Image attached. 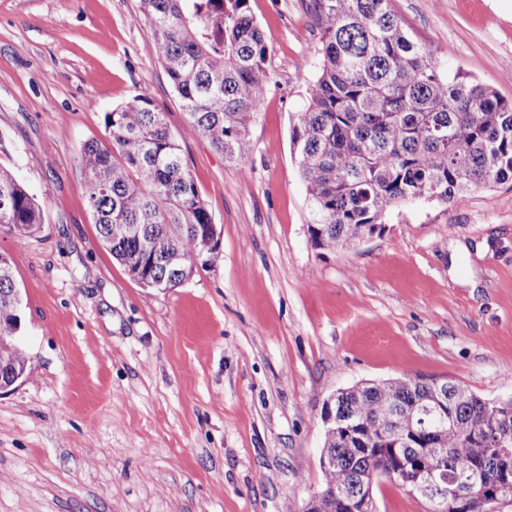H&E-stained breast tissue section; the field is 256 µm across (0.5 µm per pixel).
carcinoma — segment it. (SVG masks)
Segmentation results:
<instances>
[{"instance_id": "carcinoma-1", "label": "carcinoma", "mask_w": 512, "mask_h": 512, "mask_svg": "<svg viewBox=\"0 0 512 512\" xmlns=\"http://www.w3.org/2000/svg\"><path fill=\"white\" fill-rule=\"evenodd\" d=\"M152 50L181 99L184 133L231 162L251 153L248 125L270 79L268 47L249 0H140ZM322 64L291 134L310 205L312 245L334 252L360 241L396 205L415 199L460 205L472 191L512 182V100L462 73L446 74L434 48L414 41L390 0H313ZM109 145L85 144L84 190L103 246L145 284L177 288L219 264V234L184 165L177 136L145 96L105 113ZM36 197L0 167V227L34 232ZM12 255L0 259V336L10 335L16 287ZM445 399L444 425L405 439L423 410ZM323 448L324 509L346 512L374 473L401 470L412 485L427 452L448 473V505L472 489L465 476L502 481L497 452L512 449V399L488 401L452 382L403 376L345 389Z\"/></svg>"}]
</instances>
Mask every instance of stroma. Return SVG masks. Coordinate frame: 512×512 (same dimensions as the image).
Wrapping results in <instances>:
<instances>
[{
	"instance_id": "stroma-1",
	"label": "stroma",
	"mask_w": 512,
	"mask_h": 512,
	"mask_svg": "<svg viewBox=\"0 0 512 512\" xmlns=\"http://www.w3.org/2000/svg\"><path fill=\"white\" fill-rule=\"evenodd\" d=\"M407 33L512 100V0H390ZM270 80L228 162L186 114L140 0H0V166L41 229L0 231L23 298L26 378L0 391V512H302L324 482L326 402L400 376L512 398V183L408 201L366 241L310 239L291 130L321 65L312 0H250ZM151 98L177 134L223 259L180 287L100 243L80 155ZM377 512H426L389 481Z\"/></svg>"
}]
</instances>
